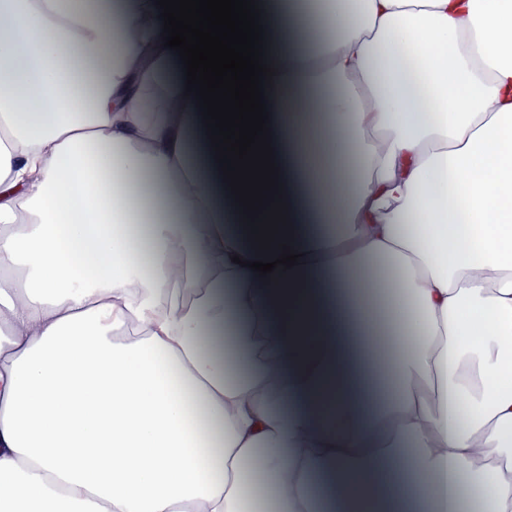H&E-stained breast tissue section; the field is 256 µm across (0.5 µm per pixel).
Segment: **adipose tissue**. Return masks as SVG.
Returning a JSON list of instances; mask_svg holds the SVG:
<instances>
[{"label":"adipose tissue","instance_id":"ef3b65f1","mask_svg":"<svg viewBox=\"0 0 512 512\" xmlns=\"http://www.w3.org/2000/svg\"><path fill=\"white\" fill-rule=\"evenodd\" d=\"M288 13L263 250L155 0H0V512H512V0Z\"/></svg>","mask_w":512,"mask_h":512}]
</instances>
